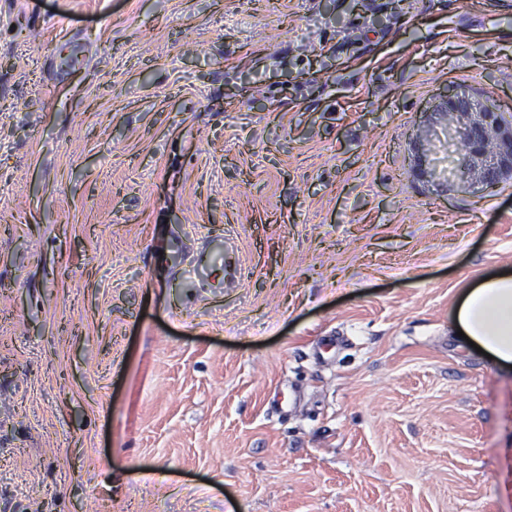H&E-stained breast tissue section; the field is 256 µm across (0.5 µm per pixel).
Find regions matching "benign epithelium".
<instances>
[{
    "label": "benign epithelium",
    "instance_id": "benign-epithelium-1",
    "mask_svg": "<svg viewBox=\"0 0 512 512\" xmlns=\"http://www.w3.org/2000/svg\"><path fill=\"white\" fill-rule=\"evenodd\" d=\"M437 110L457 122L452 137L461 144L465 155L458 174L461 181L487 190L512 176V126L492 103L462 87H453Z\"/></svg>",
    "mask_w": 512,
    "mask_h": 512
}]
</instances>
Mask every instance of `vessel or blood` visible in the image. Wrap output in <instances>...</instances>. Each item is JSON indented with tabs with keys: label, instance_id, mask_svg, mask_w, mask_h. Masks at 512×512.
<instances>
[{
	"label": "vessel or blood",
	"instance_id": "1",
	"mask_svg": "<svg viewBox=\"0 0 512 512\" xmlns=\"http://www.w3.org/2000/svg\"><path fill=\"white\" fill-rule=\"evenodd\" d=\"M170 258L178 266L185 283L192 284L206 279L214 270L221 268L228 280L237 279L242 270V259L238 248L228 238L210 239L207 246L192 261H185L182 247L172 244Z\"/></svg>",
	"mask_w": 512,
	"mask_h": 512
}]
</instances>
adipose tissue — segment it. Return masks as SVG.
Segmentation results:
<instances>
[{
  "label": "adipose tissue",
  "instance_id": "1",
  "mask_svg": "<svg viewBox=\"0 0 512 512\" xmlns=\"http://www.w3.org/2000/svg\"><path fill=\"white\" fill-rule=\"evenodd\" d=\"M453 321L495 362L512 365V274L477 279L463 292Z\"/></svg>",
  "mask_w": 512,
  "mask_h": 512
}]
</instances>
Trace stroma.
Listing matches in <instances>:
<instances>
[{
    "instance_id": "obj_1",
    "label": "stroma",
    "mask_w": 512,
    "mask_h": 512,
    "mask_svg": "<svg viewBox=\"0 0 512 512\" xmlns=\"http://www.w3.org/2000/svg\"><path fill=\"white\" fill-rule=\"evenodd\" d=\"M500 0H0V512H512V368L451 326L512 179ZM235 238L239 282L162 250ZM437 111L448 112V125L455 120L453 140L461 144L465 161L458 178L481 185L483 190L497 187L512 175V126L488 100L475 97L462 87L448 90Z\"/></svg>"
}]
</instances>
